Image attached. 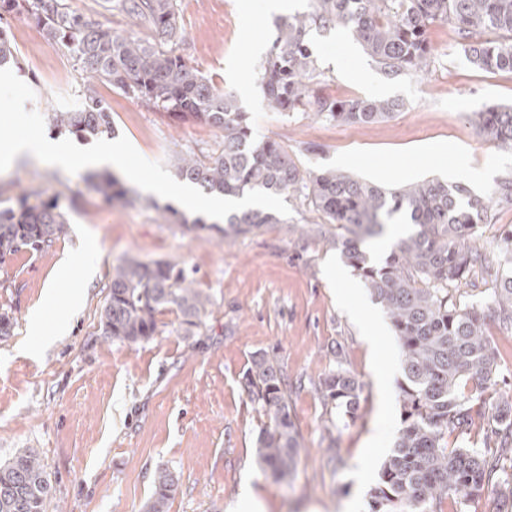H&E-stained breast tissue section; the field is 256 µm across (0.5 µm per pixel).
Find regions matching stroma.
<instances>
[{
  "instance_id": "obj_1",
  "label": "stroma",
  "mask_w": 512,
  "mask_h": 512,
  "mask_svg": "<svg viewBox=\"0 0 512 512\" xmlns=\"http://www.w3.org/2000/svg\"><path fill=\"white\" fill-rule=\"evenodd\" d=\"M265 0H178L186 41L176 51L221 88L232 91L253 119L256 140H278L302 169H333L388 186L440 178L492 192L512 178V151L477 134L472 113L512 105V72L472 67L461 40L445 23L430 27L435 57L426 71L391 78L344 28L312 32L318 88L328 97L400 98L394 118L366 125L322 121L308 112L265 109L255 45L270 46L275 17ZM79 12L113 32L155 41L105 0H70ZM17 51L14 74L27 83L40 113L79 103L82 81L70 55L23 15L0 20ZM115 133L147 159L173 169L178 156L209 155L217 129L170 120L109 85L98 88ZM87 172L68 174L28 158L0 172V207L37 190L58 199L69 231L49 248L0 260V313L14 320L0 337V461L37 449L53 485L49 512H143L154 476L165 467L181 477L169 512H230L252 491L265 512H343L359 498L369 512L380 467L401 426L396 383L399 345L383 311L359 321L342 298L363 288L340 250L299 239L295 227L321 217L291 197L290 215L244 237L224 239L194 214L179 222L166 201L131 189L106 203L89 190ZM97 243L92 265L77 260ZM120 258L179 263L212 300L206 327L185 335L175 314L162 315L151 339L127 344L105 336L101 313L112 265ZM71 261V282L54 283ZM82 301L67 334L51 324L70 285ZM58 298L50 300L47 291ZM43 309V337L29 317ZM276 356L290 378L301 379L288 398L303 452L296 470L278 479L256 456L265 413L251 402L244 376L255 356ZM361 388L354 416L337 414L318 387L336 363Z\"/></svg>"
}]
</instances>
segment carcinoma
I'll use <instances>...</instances> for the list:
<instances>
[{
	"instance_id": "cac0c4a2",
	"label": "carcinoma",
	"mask_w": 512,
	"mask_h": 512,
	"mask_svg": "<svg viewBox=\"0 0 512 512\" xmlns=\"http://www.w3.org/2000/svg\"><path fill=\"white\" fill-rule=\"evenodd\" d=\"M118 7L148 24L158 40L114 35L67 0H0V10L34 21L77 65L83 99L73 109L48 113L51 124L79 137L111 136L112 115L96 90L98 83L110 84L172 119L191 118L223 133L218 152L177 158L180 179L206 194L241 198L262 190L309 201L336 228L329 242L381 305L400 348L402 427L381 465L371 512H443V499L465 501L486 490L512 503V401L502 394L494 402L483 397L500 378L498 351L485 335V322L494 318L512 330V227L499 235L494 251L474 243L494 196L512 201V179L480 196L462 182L425 179L387 187L336 170L303 171L281 142L254 139L251 117L233 92L173 53L184 36L177 0H119ZM438 22L457 28L474 67L512 72V0H308L306 11L277 24L261 64L267 111L303 109L357 125L394 117L405 108L400 99L321 94L310 31L345 28L385 75L395 77L430 65L427 32ZM474 117L482 139L512 149V106H486ZM90 189L107 203L128 194L108 174L91 180ZM398 219L413 230L392 246L383 265H372L365 243ZM278 223L266 209L247 208L224 218V238ZM68 226L58 201L32 203L25 195L0 207V258L49 247ZM476 270L492 277L496 288L486 307L462 308L456 294ZM210 305V296L194 287L179 264L121 259L112 265L101 321L105 335L136 344L161 332L159 316L173 312L184 335L193 336L206 325ZM468 381L475 389L466 393L461 384ZM297 384L302 380H289L280 362L265 354L246 373L249 397L268 417L257 442L259 462L279 476L293 472L302 449L288 406ZM359 391L358 380L340 364L321 386L324 400L345 416L357 411ZM487 416L493 419L487 450L448 447V434L464 435ZM179 488L177 475L157 469L144 512H168ZM52 489L37 450L26 448L0 463V512H47Z\"/></svg>"
}]
</instances>
